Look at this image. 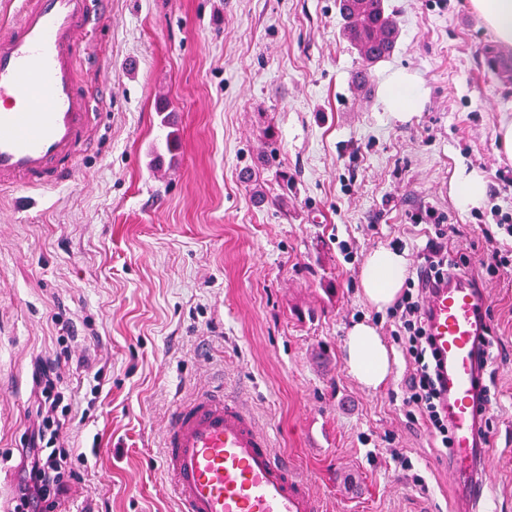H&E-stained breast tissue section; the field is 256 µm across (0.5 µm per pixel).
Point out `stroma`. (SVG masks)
<instances>
[{"label": "stroma", "mask_w": 512, "mask_h": 512, "mask_svg": "<svg viewBox=\"0 0 512 512\" xmlns=\"http://www.w3.org/2000/svg\"><path fill=\"white\" fill-rule=\"evenodd\" d=\"M387 4L400 36L360 94L336 0H110L77 71L100 98L78 173L27 211L0 195V512H13L38 421L37 366L64 340L58 389L73 399L80 480L54 512H178L160 467L167 416L211 382L247 402L329 512H460L448 456L402 403V350L369 391L347 374L343 341L362 321L393 343L387 310L360 292L364 261L381 246L414 259L433 217L479 258L512 251V164L495 137L512 80L488 68L499 45L470 0ZM399 69L427 91L407 121L382 103ZM462 171L487 184L480 208L450 192ZM484 292V477L512 512V276L487 277Z\"/></svg>", "instance_id": "35a3bbf8"}]
</instances>
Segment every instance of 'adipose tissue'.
<instances>
[{
    "instance_id": "obj_1",
    "label": "adipose tissue",
    "mask_w": 512,
    "mask_h": 512,
    "mask_svg": "<svg viewBox=\"0 0 512 512\" xmlns=\"http://www.w3.org/2000/svg\"><path fill=\"white\" fill-rule=\"evenodd\" d=\"M473 10L493 32L496 40L512 48V0H471ZM426 92L412 74L400 70L388 79L382 101L386 111L406 121L418 112ZM407 267L405 254L390 247L369 253L362 269L361 287L366 301L383 308L399 294ZM346 370L360 386L377 390L384 386L392 371V350L376 327L360 322L348 331L343 345Z\"/></svg>"
}]
</instances>
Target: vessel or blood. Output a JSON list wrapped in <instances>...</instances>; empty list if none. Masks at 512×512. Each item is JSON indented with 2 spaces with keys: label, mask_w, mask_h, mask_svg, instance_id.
<instances>
[{
  "label": "vessel or blood",
  "mask_w": 512,
  "mask_h": 512,
  "mask_svg": "<svg viewBox=\"0 0 512 512\" xmlns=\"http://www.w3.org/2000/svg\"><path fill=\"white\" fill-rule=\"evenodd\" d=\"M108 0H16L0 27V191L45 192L76 173V149L92 131L90 98L77 69ZM442 361L455 462L474 458L477 345L487 321L479 287L463 276L426 297ZM161 468L178 512H328L324 497L273 448L240 397L218 386L177 399L164 432ZM463 493L497 512L486 485Z\"/></svg>",
  "instance_id": "1"
}]
</instances>
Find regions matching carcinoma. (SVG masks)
<instances>
[{
    "mask_svg": "<svg viewBox=\"0 0 512 512\" xmlns=\"http://www.w3.org/2000/svg\"><path fill=\"white\" fill-rule=\"evenodd\" d=\"M336 6L343 36L361 60L353 81L354 89L361 93L370 85L371 68L394 51L399 24L387 11L385 0H337Z\"/></svg>",
    "mask_w": 512,
    "mask_h": 512,
    "instance_id": "carcinoma-1",
    "label": "carcinoma"
}]
</instances>
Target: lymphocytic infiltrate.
Returning <instances> with one entry per match:
<instances>
[{
	"instance_id": "f902f5d3",
	"label": "lymphocytic infiltrate",
	"mask_w": 512,
	"mask_h": 512,
	"mask_svg": "<svg viewBox=\"0 0 512 512\" xmlns=\"http://www.w3.org/2000/svg\"><path fill=\"white\" fill-rule=\"evenodd\" d=\"M424 237L425 243L418 252L415 291L406 294L391 309L390 316L395 339L409 357L408 395L404 403L416 408L426 421L431 437L447 449L451 446L448 416L442 408L438 362L427 334L428 314L424 299L429 283L447 282L452 274L469 267L471 260L464 254L458 259H449L448 232L441 225L425 227ZM68 360V352H60L43 369L39 379L36 408L39 421L24 451L23 477L16 491L14 512H45L49 499L66 493L68 481L73 477L68 468L70 451L60 442L69 421L57 415L62 395L56 383L60 368Z\"/></svg>"
}]
</instances>
